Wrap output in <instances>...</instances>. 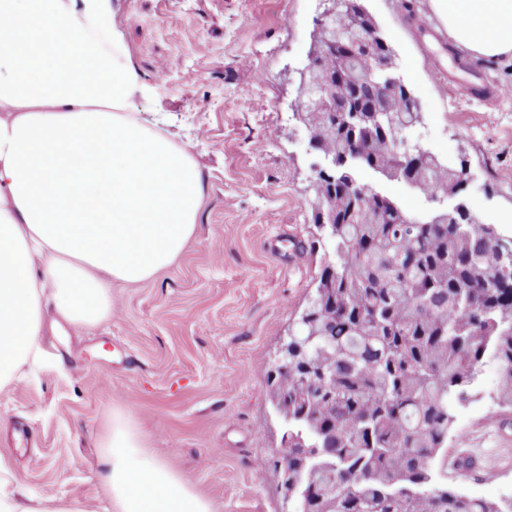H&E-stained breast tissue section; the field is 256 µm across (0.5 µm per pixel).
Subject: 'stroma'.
I'll return each mask as SVG.
<instances>
[{"mask_svg": "<svg viewBox=\"0 0 512 512\" xmlns=\"http://www.w3.org/2000/svg\"><path fill=\"white\" fill-rule=\"evenodd\" d=\"M110 3L148 87L135 108L195 143L203 206L175 264L113 283L110 318L91 330L45 324L48 367L0 388V458L27 491L97 503L98 434L126 410L215 512H285L260 472L283 453L266 376L328 256L312 221L320 154L295 98L330 0ZM363 5L421 106L414 137L468 159L470 212L512 239V61L450 51L427 0ZM499 373L483 367L455 425L484 469H459L451 445L441 473L487 500L512 496V409L491 399Z\"/></svg>", "mask_w": 512, "mask_h": 512, "instance_id": "stroma-1", "label": "stroma"}]
</instances>
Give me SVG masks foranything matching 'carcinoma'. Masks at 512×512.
<instances>
[{
    "label": "carcinoma",
    "mask_w": 512,
    "mask_h": 512,
    "mask_svg": "<svg viewBox=\"0 0 512 512\" xmlns=\"http://www.w3.org/2000/svg\"><path fill=\"white\" fill-rule=\"evenodd\" d=\"M371 49L393 82L387 119L335 181L312 182L329 260L288 335V371L268 381L288 417V461L266 473L288 485L296 512H512V497H471L439 477L458 408L476 395L487 362L500 369L496 404L512 407V240L471 214L466 160L426 149L413 159L394 143L421 110L360 0H336L335 21L317 28L296 115L314 122L319 82L340 61L354 83L316 150L352 155L351 111L373 97ZM362 170L455 207L414 216L377 189L352 198L343 176Z\"/></svg>",
    "instance_id": "1"
}]
</instances>
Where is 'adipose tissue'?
<instances>
[{"label":"adipose tissue","mask_w":512,"mask_h":512,"mask_svg":"<svg viewBox=\"0 0 512 512\" xmlns=\"http://www.w3.org/2000/svg\"><path fill=\"white\" fill-rule=\"evenodd\" d=\"M429 7L452 47L512 59V0ZM145 90L109 0H0V387L43 365L45 312L98 325L113 282L153 279L196 232L192 146L139 116ZM98 448L104 510L32 496L0 461V512H213L129 412Z\"/></svg>","instance_id":"1"}]
</instances>
